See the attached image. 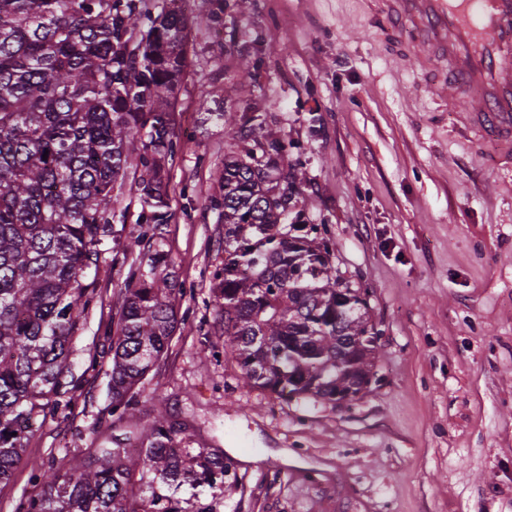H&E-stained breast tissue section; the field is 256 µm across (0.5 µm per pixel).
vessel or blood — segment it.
<instances>
[{"label":"vessel or blood","mask_w":512,"mask_h":512,"mask_svg":"<svg viewBox=\"0 0 512 512\" xmlns=\"http://www.w3.org/2000/svg\"><path fill=\"white\" fill-rule=\"evenodd\" d=\"M408 22L406 34L426 69H453L482 101L472 120L512 158V0H383Z\"/></svg>","instance_id":"b4317fda"}]
</instances>
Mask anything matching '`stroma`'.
<instances>
[{"instance_id": "1", "label": "stroma", "mask_w": 512, "mask_h": 512, "mask_svg": "<svg viewBox=\"0 0 512 512\" xmlns=\"http://www.w3.org/2000/svg\"><path fill=\"white\" fill-rule=\"evenodd\" d=\"M175 91L185 149L167 168L172 220L159 245L183 288L141 421L187 419L236 477L214 512H512V163L419 74L404 26L374 0H190ZM207 105H200V92ZM258 107L291 146L302 205L326 223L346 278L371 292L382 331L358 400L299 405L242 387L212 301L224 226L210 201L232 132L214 108ZM117 190L91 302L70 342L80 383L38 419L0 512L41 491L36 468L75 467L112 424L117 293L140 228Z\"/></svg>"}]
</instances>
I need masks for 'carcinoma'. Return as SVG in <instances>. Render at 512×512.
I'll return each instance as SVG.
<instances>
[{"label":"carcinoma","instance_id":"1","mask_svg":"<svg viewBox=\"0 0 512 512\" xmlns=\"http://www.w3.org/2000/svg\"><path fill=\"white\" fill-rule=\"evenodd\" d=\"M188 17L151 0H0V484L39 416L69 408V339L89 306L131 177L146 229L119 289L112 336V432L88 462L20 512H212L184 485L222 488L224 452L183 445L188 425L137 417L135 386L176 329V287L158 239L171 222L164 166L184 149L171 99L186 63ZM237 126L224 154V265L212 288L224 357L243 381L299 404H336L374 376L381 330L370 291L336 265L327 225L299 208L302 178L268 115L217 113Z\"/></svg>","mask_w":512,"mask_h":512}]
</instances>
